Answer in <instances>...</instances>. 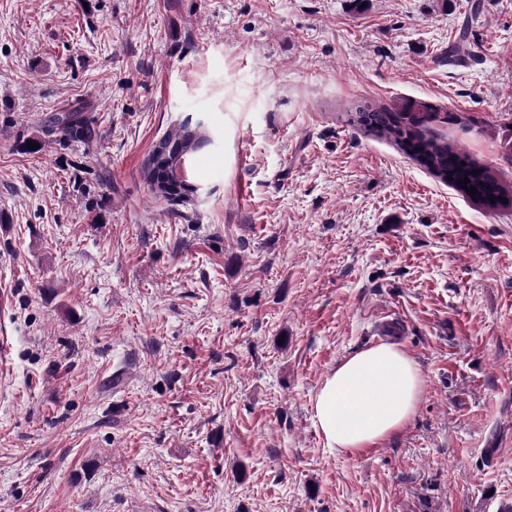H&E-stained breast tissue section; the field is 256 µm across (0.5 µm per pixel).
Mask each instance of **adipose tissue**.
Masks as SVG:
<instances>
[{
	"instance_id": "obj_1",
	"label": "adipose tissue",
	"mask_w": 512,
	"mask_h": 512,
	"mask_svg": "<svg viewBox=\"0 0 512 512\" xmlns=\"http://www.w3.org/2000/svg\"><path fill=\"white\" fill-rule=\"evenodd\" d=\"M416 361L380 344L341 361L313 398V424L327 448L351 453L385 441L409 423L423 393Z\"/></svg>"
}]
</instances>
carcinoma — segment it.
<instances>
[{
    "label": "carcinoma",
    "mask_w": 512,
    "mask_h": 512,
    "mask_svg": "<svg viewBox=\"0 0 512 512\" xmlns=\"http://www.w3.org/2000/svg\"><path fill=\"white\" fill-rule=\"evenodd\" d=\"M471 53L469 24L465 23L455 41L448 46V61H463ZM439 120V113L421 102H411L398 112L379 111L365 105L348 113V124L377 137L393 140L400 151L458 192L466 193L458 180L469 178V185L477 190L472 200L484 207L495 210L511 205L512 194L500 184L489 166L429 133V123ZM51 124L64 136L87 144L96 137L93 127L70 112L54 116ZM161 140L176 151L170 173L172 181L181 183L184 178L178 171L198 148L207 143V139L197 136L185 124L179 130L162 136Z\"/></svg>",
    "instance_id": "carcinoma-1"
}]
</instances>
